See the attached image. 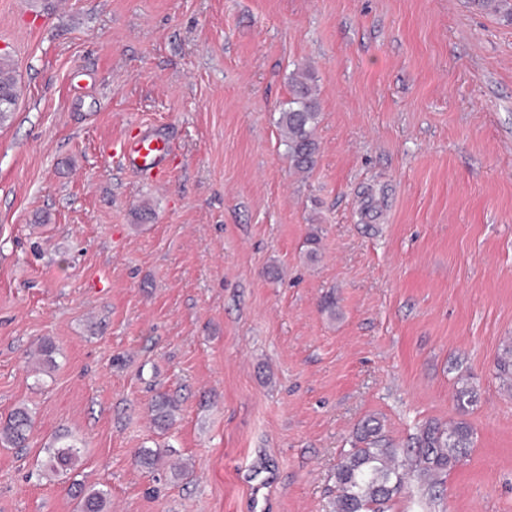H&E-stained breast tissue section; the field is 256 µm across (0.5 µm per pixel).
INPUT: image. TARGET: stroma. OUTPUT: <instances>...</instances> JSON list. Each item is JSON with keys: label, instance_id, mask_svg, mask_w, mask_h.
<instances>
[{"label": "stroma", "instance_id": "35a3bbf8", "mask_svg": "<svg viewBox=\"0 0 512 512\" xmlns=\"http://www.w3.org/2000/svg\"><path fill=\"white\" fill-rule=\"evenodd\" d=\"M0 512H332L376 418L473 445L388 512H512V16L479 0H0ZM312 77L318 153L279 118ZM170 143L164 177L115 153ZM55 346L33 372L30 350ZM474 390L466 408L461 388ZM178 402L163 430L151 404ZM85 442L46 470V443ZM164 449L148 469L135 456ZM18 100L17 81L7 57H0V123L14 111ZM35 424L32 411L17 407L4 419L0 418V444L5 447L24 448ZM49 451L50 470L55 474L70 470L78 461L81 454V446L68 434H55L45 445ZM78 512H107L110 493L104 489H80L76 495Z\"/></svg>", "mask_w": 512, "mask_h": 512}]
</instances>
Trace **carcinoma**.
Returning <instances> with one entry per match:
<instances>
[{
  "mask_svg": "<svg viewBox=\"0 0 512 512\" xmlns=\"http://www.w3.org/2000/svg\"><path fill=\"white\" fill-rule=\"evenodd\" d=\"M309 76L299 73L291 78L292 100L288 110L281 113L280 127L284 134L287 154L294 168L307 171L313 168L317 143L314 128L318 105L311 95ZM18 100L17 81L11 63L0 57V122L14 111ZM496 376L512 390V343L507 345L495 364ZM176 400L162 394L155 400L154 420L165 426L174 421ZM35 424L32 411L17 407L0 418V444L24 448ZM473 431L464 421L434 422L423 427L412 445L395 448L381 433L373 420L365 421L351 448L337 465L335 479L338 494L333 512H385V505L404 487L409 472L397 462L403 454L414 462L418 477L434 484V480L453 469L470 448ZM50 470L56 474L71 469L78 461L81 447L66 434H57L46 444ZM77 512H107L110 493L104 489L79 490Z\"/></svg>",
  "mask_w": 512,
  "mask_h": 512,
  "instance_id": "1",
  "label": "carcinoma"
}]
</instances>
